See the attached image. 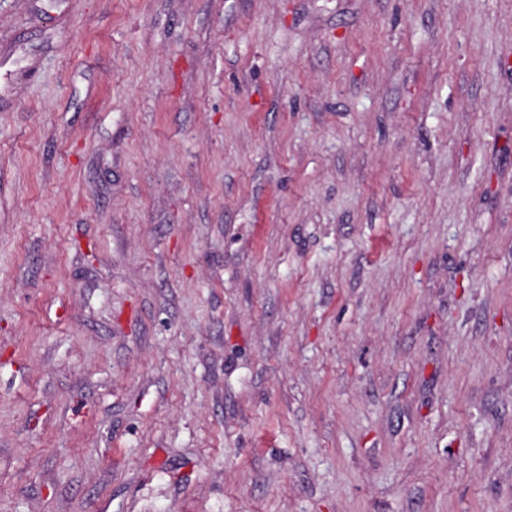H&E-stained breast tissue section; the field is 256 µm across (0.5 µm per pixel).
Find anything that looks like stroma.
Segmentation results:
<instances>
[{"instance_id":"obj_1","label":"stroma","mask_w":512,"mask_h":512,"mask_svg":"<svg viewBox=\"0 0 512 512\" xmlns=\"http://www.w3.org/2000/svg\"><path fill=\"white\" fill-rule=\"evenodd\" d=\"M0 512H512V0H0Z\"/></svg>"}]
</instances>
